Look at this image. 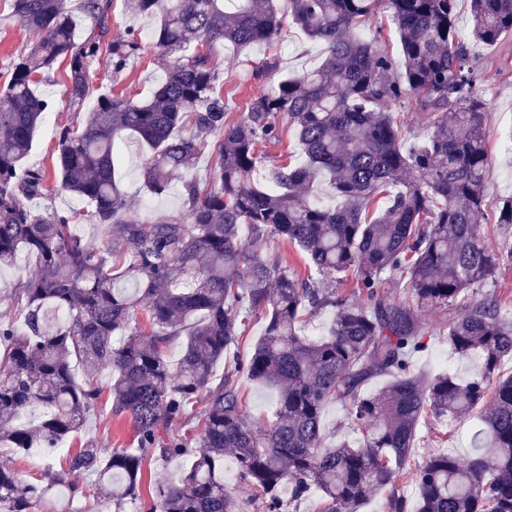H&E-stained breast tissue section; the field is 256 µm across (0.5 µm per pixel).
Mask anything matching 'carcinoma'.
<instances>
[{
  "label": "carcinoma",
  "mask_w": 512,
  "mask_h": 512,
  "mask_svg": "<svg viewBox=\"0 0 512 512\" xmlns=\"http://www.w3.org/2000/svg\"><path fill=\"white\" fill-rule=\"evenodd\" d=\"M110 2L13 0L36 38L0 91V267L26 251L38 269L12 294L23 329L0 323V442L18 453L63 445L97 407V377L108 367L112 412L130 417L138 446L105 454L87 441L44 485L0 465L4 512H31L52 486L76 496L72 473L124 512L140 498L147 449L188 464L177 480L155 486L143 512H287L314 496V512H363L384 489L385 512H512V373H502L512 361V313L496 296L468 297L512 262L511 241L491 248L484 236L491 216L503 236L512 234V198L488 211L491 112L457 40L458 0H286L288 15L325 45V57L270 81L236 118L203 45L270 43L282 21L275 0H233L231 10L227 0H125L131 15L155 21L165 72L148 100L102 94L82 123L59 129L53 175L86 209L41 212L33 201L50 174L23 160L53 102L36 86L60 59L69 69L66 96L79 106L93 92L91 65L101 52L116 73L138 55L131 32L104 41ZM469 2L477 42L512 33V0ZM74 5L92 21L79 44ZM381 6L397 27V60L359 36ZM405 101L418 126L411 136L392 112ZM285 128L294 131L295 150L269 167L259 147ZM127 136L152 151L148 195L159 198L181 180L180 210L150 224L134 217L116 178V144ZM205 152L209 181L183 178ZM261 168L263 185L253 180ZM323 182L333 206L314 199ZM81 217L104 228L110 245L78 235ZM278 239L303 254L305 274L282 266L271 251ZM349 273L361 303L336 287ZM387 276L403 284L402 296L386 294ZM438 304L460 306L448 344L461 358H479L478 373L463 379L414 369L427 346L419 310ZM50 309L65 320L49 325ZM324 309L333 314L328 334L302 335L299 323ZM255 315L266 321L262 336L247 361L230 359ZM181 338L173 366L166 349ZM221 361L227 370L219 378ZM239 372L276 391L263 431L231 381ZM375 376L388 381L364 393ZM331 403L346 406L358 434L334 448L322 425ZM32 407L41 416L26 423ZM427 414L476 417L474 455L461 461L438 451L411 464ZM190 417L195 438L160 435ZM227 453L251 490L246 502L224 487ZM401 478L416 486V504L397 493Z\"/></svg>",
  "instance_id": "obj_1"
}]
</instances>
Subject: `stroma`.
I'll list each match as a JSON object with an SVG mask.
<instances>
[{
  "mask_svg": "<svg viewBox=\"0 0 512 512\" xmlns=\"http://www.w3.org/2000/svg\"><path fill=\"white\" fill-rule=\"evenodd\" d=\"M112 25L110 38L116 39L135 33L141 44L138 56L129 59L121 72H113L108 55L99 56L91 67V77L99 90L125 91L131 97L144 99L163 71V61L154 48L151 32L153 22L147 18L129 16L124 0H112ZM32 35L19 23L13 13L11 0H0V88L6 86L13 58L32 42ZM208 51L220 72V85L230 106L236 107L262 90L266 79L256 77L255 71L265 58L278 61L283 73H298L317 66L324 56L320 43L310 40L291 20H284L272 46L267 50H234L223 42L211 44ZM476 65L482 80L479 90L492 112L487 130L488 166L486 171L487 192L490 202L512 196V34L504 35L495 45L476 47ZM67 72L64 63H56L45 75L39 90L51 97L54 109L38 129L26 165L52 168L57 147L59 127L81 121L96 105L95 98H87L81 106L68 101L66 88ZM149 151L133 137L122 140L119 145V163L116 175L125 190L133 215L143 223L155 219L182 205L177 193L163 198H152L143 190V172ZM35 259L26 252H19L13 267L0 270V322H21L22 312L10 300V294L22 275L34 273ZM454 307L426 306L421 318L429 329L430 337L425 350L414 358V366L420 371L449 369L466 377L479 368L475 358L462 359L455 356L448 339L442 336L450 319L456 316ZM477 425L476 418L447 422L430 417L423 418L419 433L422 445L416 452L417 460H424L428 453L445 451L460 458L468 457L472 451L470 437ZM88 439L96 440L100 448L135 447V435L129 419L112 413L109 394H102L99 405L87 419L82 430L67 441L68 447H81Z\"/></svg>",
  "mask_w": 512,
  "mask_h": 512,
  "instance_id": "stroma-1",
  "label": "stroma"
}]
</instances>
